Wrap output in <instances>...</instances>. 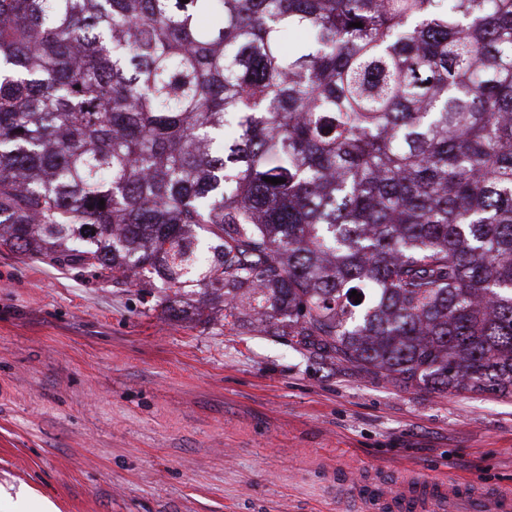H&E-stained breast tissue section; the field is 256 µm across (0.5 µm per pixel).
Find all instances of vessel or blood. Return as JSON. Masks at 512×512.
Here are the masks:
<instances>
[{
  "mask_svg": "<svg viewBox=\"0 0 512 512\" xmlns=\"http://www.w3.org/2000/svg\"><path fill=\"white\" fill-rule=\"evenodd\" d=\"M365 507L367 512H512V491L430 476L400 477L391 489L368 494Z\"/></svg>",
  "mask_w": 512,
  "mask_h": 512,
  "instance_id": "obj_1",
  "label": "vessel or blood"
}]
</instances>
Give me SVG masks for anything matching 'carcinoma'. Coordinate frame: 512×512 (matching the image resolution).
I'll return each mask as SVG.
<instances>
[{
	"mask_svg": "<svg viewBox=\"0 0 512 512\" xmlns=\"http://www.w3.org/2000/svg\"><path fill=\"white\" fill-rule=\"evenodd\" d=\"M0 245L512 397V0H0Z\"/></svg>",
	"mask_w": 512,
	"mask_h": 512,
	"instance_id": "obj_1",
	"label": "carcinoma"
}]
</instances>
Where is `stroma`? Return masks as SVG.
Returning a JSON list of instances; mask_svg holds the SVG:
<instances>
[{
  "instance_id": "obj_1",
  "label": "stroma",
  "mask_w": 512,
  "mask_h": 512,
  "mask_svg": "<svg viewBox=\"0 0 512 512\" xmlns=\"http://www.w3.org/2000/svg\"><path fill=\"white\" fill-rule=\"evenodd\" d=\"M0 246V485L59 512H361L410 471L512 485V397L436 395Z\"/></svg>"
}]
</instances>
